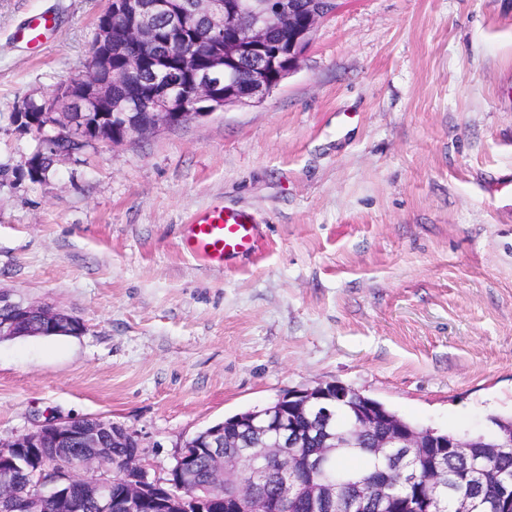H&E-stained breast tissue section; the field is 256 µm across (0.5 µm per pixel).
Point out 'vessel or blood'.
Returning a JSON list of instances; mask_svg holds the SVG:
<instances>
[{"mask_svg": "<svg viewBox=\"0 0 512 512\" xmlns=\"http://www.w3.org/2000/svg\"><path fill=\"white\" fill-rule=\"evenodd\" d=\"M54 27L47 15H36L17 31L19 40L40 44ZM187 252L208 266L223 265L238 256H255L265 249L258 224L247 213L208 206L194 215L183 241Z\"/></svg>", "mask_w": 512, "mask_h": 512, "instance_id": "obj_1", "label": "vessel or blood"}]
</instances>
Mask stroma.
<instances>
[{
  "label": "stroma",
  "mask_w": 512,
  "mask_h": 512,
  "mask_svg": "<svg viewBox=\"0 0 512 512\" xmlns=\"http://www.w3.org/2000/svg\"><path fill=\"white\" fill-rule=\"evenodd\" d=\"M108 0H0V287L81 334L0 342V437L103 417L154 472L174 445L336 382L423 428L512 413V0H336L262 100L112 144L39 182L52 105ZM48 14L32 48L15 33ZM223 203L267 241L209 267L184 226Z\"/></svg>",
  "instance_id": "obj_1"
}]
</instances>
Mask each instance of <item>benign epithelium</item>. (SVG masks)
Returning <instances> with one entry per match:
<instances>
[{"label": "benign epithelium", "mask_w": 512, "mask_h": 512, "mask_svg": "<svg viewBox=\"0 0 512 512\" xmlns=\"http://www.w3.org/2000/svg\"><path fill=\"white\" fill-rule=\"evenodd\" d=\"M335 8L336 0H317L307 12L301 11L295 0H184L178 10L172 9L170 0H116L101 22L94 53L99 63L83 73L86 92L67 95L64 105L50 113L53 133L42 134L41 150L53 153L59 137L82 134L84 116L90 112L112 115L113 124L104 128L105 139L116 144L260 99L269 93L268 70L281 62L283 73L293 71L316 28ZM197 16L206 19L208 38L223 41L222 57L213 60L212 68L200 70L197 56L184 53L179 68L194 76L191 84L179 85L160 66L151 100L112 95V86L131 83L145 69L147 56L159 41V19H166L169 30L179 38L187 22L195 21ZM236 25L241 35L228 36L229 29ZM274 30L280 33L276 41L271 38ZM112 46L124 57V66L117 72L109 63ZM241 57L256 62L250 80L241 86L222 80L219 74L230 73ZM188 101L193 103L190 111L186 110ZM33 318L39 320L41 329L48 330L62 320V315L49 305L29 304L16 299L12 291L0 289V341L20 336ZM355 397V390L334 382L285 393L275 406L252 413L248 424L257 433L256 443L246 446L227 438L225 423H218L175 445L174 463L167 473L183 466L188 449L206 448L211 457L212 483L222 485L230 477L250 475L246 493L224 498V512H292L291 506L298 499L307 503L309 512H430L444 486L437 470L430 477L431 493L400 505L391 504L383 496L372 499L360 489L346 495L326 478L338 449L359 447L363 432L383 419L379 408L366 406L350 440L344 445L337 443L332 431L336 404ZM298 417L307 421L309 431L320 433L322 450L306 469V477L296 481L288 473L301 462ZM117 444L138 448L119 469L111 466L112 447ZM375 447L377 454L392 449L390 458L396 463L412 453L437 447V442L431 431L417 432L397 423ZM20 448L53 449L60 457L68 448H84L86 452L74 467L57 468L50 461L34 469L18 455ZM4 460L6 466L0 467V512H42L46 502L64 500L75 512H82L79 492L91 499L98 512H112L111 490L118 481L124 484L122 512H142L149 495L168 484L167 478L150 472L136 436L104 418L51 417L39 421L24 433L0 439V462ZM258 461L265 462L259 472L255 471ZM271 483L277 485L274 495L267 492ZM201 501L193 493L176 494L168 505L172 512H189V506L197 508Z\"/></svg>", "instance_id": "1"}]
</instances>
